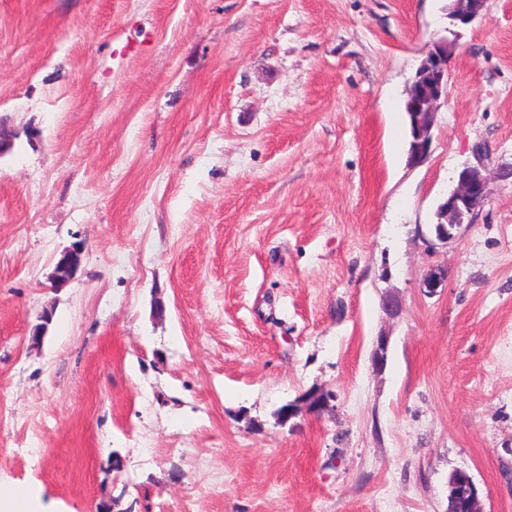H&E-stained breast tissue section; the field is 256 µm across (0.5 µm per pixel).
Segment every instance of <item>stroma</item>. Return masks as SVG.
I'll use <instances>...</instances> for the list:
<instances>
[{"instance_id":"stroma-1","label":"stroma","mask_w":512,"mask_h":512,"mask_svg":"<svg viewBox=\"0 0 512 512\" xmlns=\"http://www.w3.org/2000/svg\"><path fill=\"white\" fill-rule=\"evenodd\" d=\"M0 127V485L40 512H446L463 471L512 512V0L466 26L448 0H0ZM477 162L487 200L436 242ZM448 56V41L435 42L421 62L408 92L405 112L410 136L409 152L412 148L409 114L416 135L417 151L411 155L414 162L428 155L437 113L448 99ZM81 260L82 249L78 246L62 252L55 266L54 287H60L67 283L80 266Z\"/></svg>"}]
</instances>
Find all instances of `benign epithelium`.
<instances>
[{"mask_svg": "<svg viewBox=\"0 0 512 512\" xmlns=\"http://www.w3.org/2000/svg\"><path fill=\"white\" fill-rule=\"evenodd\" d=\"M448 17L455 23L467 25L481 16L483 0H452ZM448 41L435 42L421 62L412 81L406 100L417 151L412 161L418 162L429 153L432 129L441 104L448 99ZM489 174L480 165H465L457 174L456 185L439 205L434 224L435 236L441 242L454 237L453 231L471 217L474 210L485 202L489 194ZM82 260V249L75 246L61 253L54 272L53 285L67 283ZM448 272L441 268L430 269L422 285L433 294L444 285ZM448 512H484L477 488L464 472H453L448 480Z\"/></svg>", "mask_w": 512, "mask_h": 512, "instance_id": "obj_1", "label": "benign epithelium"}]
</instances>
